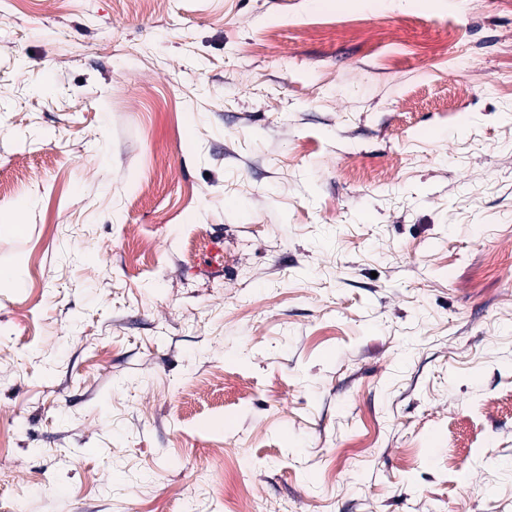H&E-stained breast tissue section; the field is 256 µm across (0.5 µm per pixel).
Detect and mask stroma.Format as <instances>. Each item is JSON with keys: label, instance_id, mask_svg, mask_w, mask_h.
Segmentation results:
<instances>
[{"label": "stroma", "instance_id": "1", "mask_svg": "<svg viewBox=\"0 0 512 512\" xmlns=\"http://www.w3.org/2000/svg\"><path fill=\"white\" fill-rule=\"evenodd\" d=\"M511 72L512 0H0V512H512Z\"/></svg>", "mask_w": 512, "mask_h": 512}]
</instances>
